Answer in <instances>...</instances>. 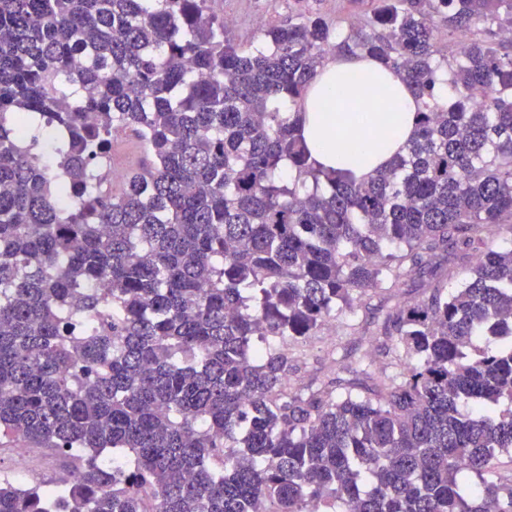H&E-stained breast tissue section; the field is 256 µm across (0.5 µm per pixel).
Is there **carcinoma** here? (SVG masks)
Instances as JSON below:
<instances>
[{
	"instance_id": "cac0c4a2",
	"label": "carcinoma",
	"mask_w": 512,
	"mask_h": 512,
	"mask_svg": "<svg viewBox=\"0 0 512 512\" xmlns=\"http://www.w3.org/2000/svg\"><path fill=\"white\" fill-rule=\"evenodd\" d=\"M371 2L255 47L210 0H0V436L69 473L0 512H512V0ZM336 53L419 103L361 181L302 133ZM124 132L151 160L114 193ZM329 325L376 345L294 387Z\"/></svg>"
}]
</instances>
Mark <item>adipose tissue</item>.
I'll use <instances>...</instances> for the list:
<instances>
[{
    "mask_svg": "<svg viewBox=\"0 0 512 512\" xmlns=\"http://www.w3.org/2000/svg\"><path fill=\"white\" fill-rule=\"evenodd\" d=\"M369 105L364 125L351 122ZM418 103L403 76L371 58L329 59L309 84L303 125L315 161L362 179L383 169L411 139Z\"/></svg>",
    "mask_w": 512,
    "mask_h": 512,
    "instance_id": "1",
    "label": "adipose tissue"
}]
</instances>
